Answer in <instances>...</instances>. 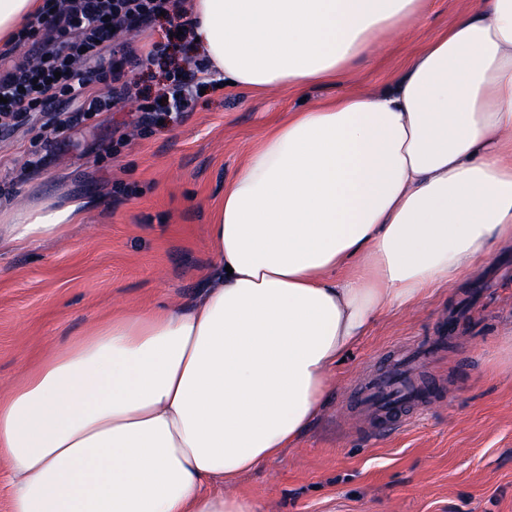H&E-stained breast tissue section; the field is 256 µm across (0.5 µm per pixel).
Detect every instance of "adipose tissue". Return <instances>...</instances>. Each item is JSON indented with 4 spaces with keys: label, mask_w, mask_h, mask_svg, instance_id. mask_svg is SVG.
Masks as SVG:
<instances>
[{
    "label": "adipose tissue",
    "mask_w": 512,
    "mask_h": 512,
    "mask_svg": "<svg viewBox=\"0 0 512 512\" xmlns=\"http://www.w3.org/2000/svg\"><path fill=\"white\" fill-rule=\"evenodd\" d=\"M428 0H194L237 86L335 81ZM78 205L0 210V248ZM188 306H123L0 392L10 512H261L241 477L293 446L339 358L512 243V0H476L387 86L270 127L208 226Z\"/></svg>",
    "instance_id": "obj_1"
}]
</instances>
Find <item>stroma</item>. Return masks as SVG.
Segmentation results:
<instances>
[{
    "label": "stroma",
    "mask_w": 512,
    "mask_h": 512,
    "mask_svg": "<svg viewBox=\"0 0 512 512\" xmlns=\"http://www.w3.org/2000/svg\"><path fill=\"white\" fill-rule=\"evenodd\" d=\"M473 0H433L413 33L395 27L384 51L336 82L299 90H206L181 121L139 124L166 65L131 74L139 97L72 129L27 167L33 134L0 139V208L86 201L81 223L35 248L0 253V386L55 342L85 333L125 304L191 301L212 259L207 227L224 185L265 129L317 102L387 85L419 44ZM152 40L181 65L200 61L191 37L160 17ZM125 146H117L120 135ZM455 326L424 367L436 403L369 431L352 399L361 378ZM241 491L269 512H512V246L406 312H390L336 367L307 432L245 475Z\"/></svg>",
    "instance_id": "1"
}]
</instances>
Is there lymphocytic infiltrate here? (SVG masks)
Listing matches in <instances>:
<instances>
[{
	"label": "lymphocytic infiltrate",
	"instance_id": "f902f5d3",
	"mask_svg": "<svg viewBox=\"0 0 512 512\" xmlns=\"http://www.w3.org/2000/svg\"><path fill=\"white\" fill-rule=\"evenodd\" d=\"M162 14L186 18L187 0H42L39 13L0 48V135L35 129L50 115L61 137L119 110L133 92L129 69L155 65L167 47L155 42L143 52L116 38L138 36ZM23 45L30 59L16 58ZM169 80L164 109L178 119L194 109L193 84L219 83L215 70L201 65L173 71Z\"/></svg>",
	"mask_w": 512,
	"mask_h": 512
}]
</instances>
